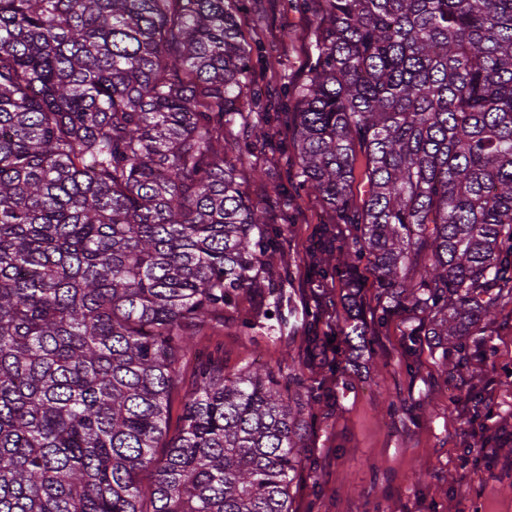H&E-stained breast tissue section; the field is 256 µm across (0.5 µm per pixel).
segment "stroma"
Listing matches in <instances>:
<instances>
[{"label":"stroma","instance_id":"stroma-1","mask_svg":"<svg viewBox=\"0 0 512 512\" xmlns=\"http://www.w3.org/2000/svg\"><path fill=\"white\" fill-rule=\"evenodd\" d=\"M238 21L245 37L265 48L253 62L254 80L266 93L263 106L245 108L235 127L242 138L257 125L268 133L245 161L267 177L247 180V192L274 217L282 287L316 323L273 335L207 330L170 395V434L181 426L198 355L221 359L229 370L297 371L328 406L304 440L309 459L293 484V512H512V304L483 327L475 357L448 373L428 347L407 357L414 313L378 324L379 304L368 287L362 306L373 336L369 348L328 344L312 358L310 337L339 335L347 313L338 282L310 271L308 246L320 238L341 245L351 236L350 225L334 223L323 201L298 189L295 114L282 99L284 89L307 79L314 13L294 0H239ZM340 362L345 372H337ZM477 394L485 404L478 417Z\"/></svg>","mask_w":512,"mask_h":512}]
</instances>
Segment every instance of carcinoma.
<instances>
[{
	"instance_id": "cac0c4a2",
	"label": "carcinoma",
	"mask_w": 512,
	"mask_h": 512,
	"mask_svg": "<svg viewBox=\"0 0 512 512\" xmlns=\"http://www.w3.org/2000/svg\"><path fill=\"white\" fill-rule=\"evenodd\" d=\"M236 2L0 0V512H292L317 405L302 374L211 359L168 430L201 329L296 316L231 133L262 52ZM315 16L299 189L353 233L317 243L312 269L347 289L348 349L370 343L363 264L379 321L415 310L408 352L459 368L512 303V0ZM259 288L262 320L239 311Z\"/></svg>"
}]
</instances>
